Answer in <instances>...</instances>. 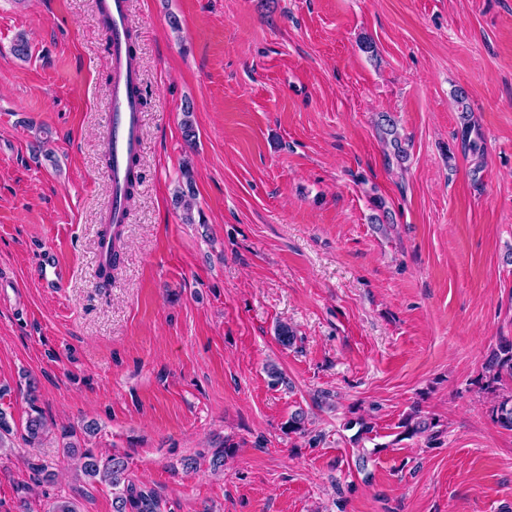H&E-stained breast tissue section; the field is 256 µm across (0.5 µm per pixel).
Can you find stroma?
<instances>
[{"label": "stroma", "mask_w": 512, "mask_h": 512, "mask_svg": "<svg viewBox=\"0 0 512 512\" xmlns=\"http://www.w3.org/2000/svg\"><path fill=\"white\" fill-rule=\"evenodd\" d=\"M127 9L144 146L104 288L112 65L98 0H0V407L13 428L0 512L56 498L112 512L111 488L77 476L57 437L89 424L90 447L127 453L164 512H512V431L492 415L512 380L484 388L488 352L512 338V0ZM22 31L25 62L10 51ZM460 90L480 167L462 149ZM382 113L405 159L382 145ZM186 164L199 224L172 205ZM45 252L62 283L38 279ZM281 323L296 333L287 348ZM26 374L55 432L39 448L21 439ZM416 406L442 426L435 447L396 438ZM299 409L318 447L282 433ZM356 410L374 426L362 447L346 426ZM228 436L239 448L212 473Z\"/></svg>", "instance_id": "1"}]
</instances>
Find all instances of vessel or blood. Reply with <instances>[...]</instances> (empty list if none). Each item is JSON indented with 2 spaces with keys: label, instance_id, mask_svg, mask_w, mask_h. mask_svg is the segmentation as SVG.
I'll return each mask as SVG.
<instances>
[{
  "label": "vessel or blood",
  "instance_id": "b4317fda",
  "mask_svg": "<svg viewBox=\"0 0 512 512\" xmlns=\"http://www.w3.org/2000/svg\"><path fill=\"white\" fill-rule=\"evenodd\" d=\"M106 9L111 20L106 39L112 58L107 141L112 193L107 220L118 228L127 223L129 216L124 202L129 164L139 156L143 145L138 95L140 74L129 53L127 0H107Z\"/></svg>",
  "mask_w": 512,
  "mask_h": 512
}]
</instances>
